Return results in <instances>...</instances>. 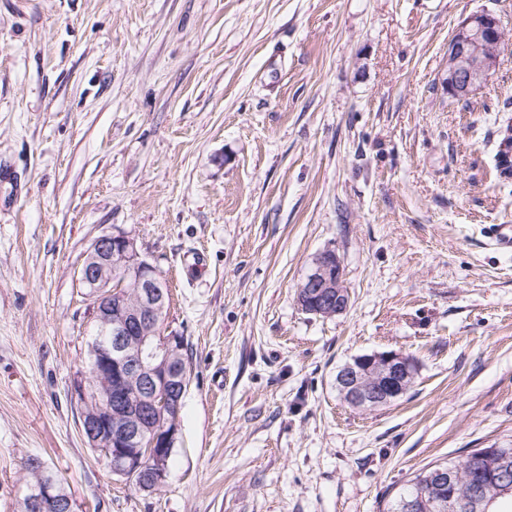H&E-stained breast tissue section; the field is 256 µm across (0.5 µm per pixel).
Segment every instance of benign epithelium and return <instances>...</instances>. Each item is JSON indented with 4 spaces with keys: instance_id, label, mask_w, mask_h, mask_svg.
Here are the masks:
<instances>
[{
    "instance_id": "obj_1",
    "label": "benign epithelium",
    "mask_w": 512,
    "mask_h": 512,
    "mask_svg": "<svg viewBox=\"0 0 512 512\" xmlns=\"http://www.w3.org/2000/svg\"><path fill=\"white\" fill-rule=\"evenodd\" d=\"M494 32L501 44V25L490 11L475 13L455 30L448 44V93L456 100L469 98L497 70L500 52L488 50L486 34ZM77 280L92 310V321L103 339L90 357L82 385V400L94 397L82 414L81 431L92 448H104L113 473L135 478L148 475L154 487L165 480L168 460L180 433L177 416L184 392L186 370L172 369L182 338L164 335L166 297L163 279L125 233L98 236L84 255ZM300 306L305 299L312 313L331 318L344 313L350 293L339 256L320 253L299 284ZM414 360L397 352H373L353 357L336 376L345 403L369 410L402 398L404 382L412 375ZM429 491L443 512H478L483 498L475 482L466 495L455 493L448 468L434 472ZM25 498L38 512L58 509L59 485L52 473L28 488Z\"/></svg>"
}]
</instances>
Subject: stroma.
<instances>
[{
  "label": "stroma",
  "instance_id": "1",
  "mask_svg": "<svg viewBox=\"0 0 512 512\" xmlns=\"http://www.w3.org/2000/svg\"><path fill=\"white\" fill-rule=\"evenodd\" d=\"M495 13L500 65L443 80ZM512 0H0V512L40 457L75 512H389L423 469L512 447ZM133 236L170 290L190 380L164 483L136 491L81 433L77 269ZM351 302L305 313L314 258ZM395 351L401 399L336 372ZM495 30L498 51H488L487 33ZM501 25L490 11L466 18L455 30L448 44V93L456 100L469 98L497 70L500 61ZM343 266L339 256L331 250L320 253L313 265L299 284L302 309H312V313L323 318H331L344 313L350 305V293L343 278ZM305 298H311L314 305L321 307L310 308L305 304ZM336 311H333V308ZM414 360L397 352H373L355 356L336 376L345 403L356 410L390 404L406 394L404 382L412 375Z\"/></svg>",
  "mask_w": 512,
  "mask_h": 512
}]
</instances>
